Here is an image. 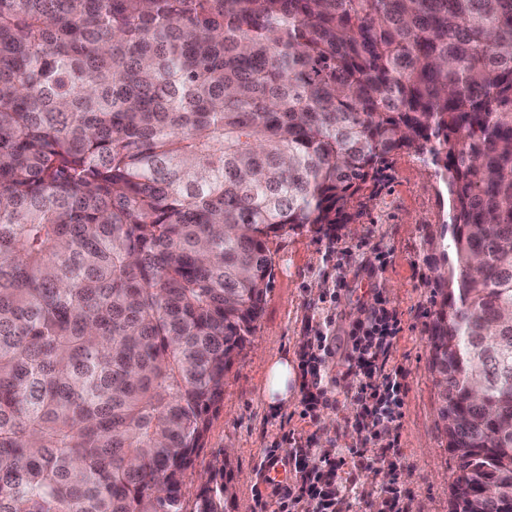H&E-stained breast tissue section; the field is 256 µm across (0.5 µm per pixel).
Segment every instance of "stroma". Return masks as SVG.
Wrapping results in <instances>:
<instances>
[{
  "instance_id": "1",
  "label": "stroma",
  "mask_w": 512,
  "mask_h": 512,
  "mask_svg": "<svg viewBox=\"0 0 512 512\" xmlns=\"http://www.w3.org/2000/svg\"><path fill=\"white\" fill-rule=\"evenodd\" d=\"M390 170L391 190L366 200L365 215L356 223L337 225L327 237L291 232L270 243L274 278L255 340L226 377L224 404L211 421L208 445L188 478L189 489L197 490L212 453L223 452L226 512H254L256 494L269 493V486L258 481L257 465L263 449L293 452V445L282 440L283 418H290L303 447L333 446L344 456L354 444L346 433V422L355 412L349 392L333 390L335 407L321 408L314 424L298 416L300 393H293L279 410L267 405L263 393L269 360L286 356L298 361L303 343L316 334L320 299L339 277L347 286L339 290L336 302L338 347H345L349 332L364 321L363 307L377 292L406 327L392 352L393 364L405 371L407 387L399 482L412 512H448L449 488L459 472L438 415L427 348L434 265L440 255L431 237L440 228L443 187L433 166L410 153L395 156ZM380 260L384 270L368 280V266Z\"/></svg>"
}]
</instances>
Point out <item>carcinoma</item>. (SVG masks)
<instances>
[{"label": "carcinoma", "instance_id": "carcinoma-1", "mask_svg": "<svg viewBox=\"0 0 512 512\" xmlns=\"http://www.w3.org/2000/svg\"><path fill=\"white\" fill-rule=\"evenodd\" d=\"M399 151L447 195L462 512H512V0H0V512H224V460L186 479L270 238Z\"/></svg>", "mask_w": 512, "mask_h": 512}]
</instances>
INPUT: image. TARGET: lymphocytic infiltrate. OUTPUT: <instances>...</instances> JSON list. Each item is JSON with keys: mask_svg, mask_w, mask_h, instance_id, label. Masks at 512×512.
Returning <instances> with one entry per match:
<instances>
[{"mask_svg": "<svg viewBox=\"0 0 512 512\" xmlns=\"http://www.w3.org/2000/svg\"><path fill=\"white\" fill-rule=\"evenodd\" d=\"M369 309V325L356 338L344 365L343 375L350 378L353 389L351 399L358 406L350 426L359 437V447L375 449L371 466L393 469L401 455L398 431L404 418L406 386L405 372L392 365L391 356L402 326L397 313L388 311L381 301H374ZM334 321L332 311H323L315 343L302 351L307 375L300 411L304 419L313 418L327 369L336 360ZM261 461L282 465L289 477L287 482L274 484L271 499H257V512H352L349 490L338 480L335 449L309 448L302 454L282 456L267 448ZM271 502L276 505L272 511L267 508Z\"/></svg>", "mask_w": 512, "mask_h": 512, "instance_id": "obj_1", "label": "lymphocytic infiltrate"}]
</instances>
